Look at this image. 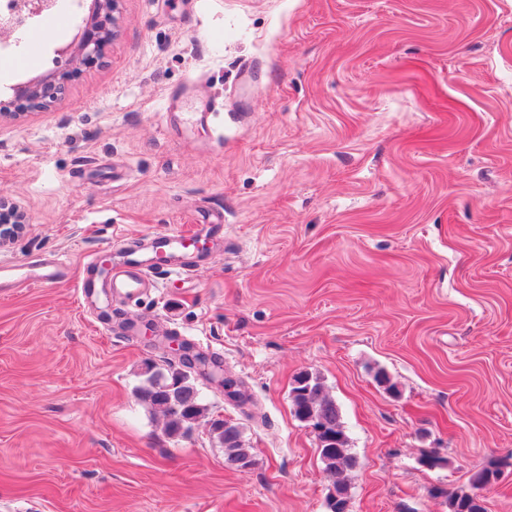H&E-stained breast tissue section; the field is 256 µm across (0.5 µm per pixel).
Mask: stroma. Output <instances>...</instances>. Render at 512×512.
<instances>
[{
	"mask_svg": "<svg viewBox=\"0 0 512 512\" xmlns=\"http://www.w3.org/2000/svg\"><path fill=\"white\" fill-rule=\"evenodd\" d=\"M0 61V96L79 21ZM117 34L47 108L0 118V512H328L293 413L303 371L357 458L349 512H512V0H121ZM220 111L198 119L193 99ZM185 232L186 272L96 289L104 248ZM55 259L58 282L20 281ZM176 336L224 365L185 437L136 389ZM385 369L396 386L375 380ZM237 423L255 463L224 461ZM435 452L445 466L421 457ZM26 224V215L14 204L0 197V248L8 245ZM500 475V464L497 461H490L471 474L468 486L452 492L436 488L435 494L445 497L448 512H487L479 491L497 483Z\"/></svg>",
	"mask_w": 512,
	"mask_h": 512,
	"instance_id": "stroma-1",
	"label": "stroma"
}]
</instances>
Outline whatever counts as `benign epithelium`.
I'll return each mask as SVG.
<instances>
[{
	"instance_id": "obj_1",
	"label": "benign epithelium",
	"mask_w": 512,
	"mask_h": 512,
	"mask_svg": "<svg viewBox=\"0 0 512 512\" xmlns=\"http://www.w3.org/2000/svg\"><path fill=\"white\" fill-rule=\"evenodd\" d=\"M120 0H93L92 20L78 29L71 42L56 49L60 67L51 80H34L14 88L12 98H0V117L19 116L22 113L43 108L55 98L61 85L69 81L82 67H92L102 56L104 48L114 34L116 23L114 13L118 10ZM48 5V0H17L16 14L0 19V43L10 44L17 35H27L30 26L25 19L38 15ZM26 223V215L20 208L0 198V248L8 245ZM174 349L179 351V358L191 365L199 373L217 381L224 391L236 396L235 382L224 377V372L217 369L214 360L194 349L187 343L171 340Z\"/></svg>"
}]
</instances>
